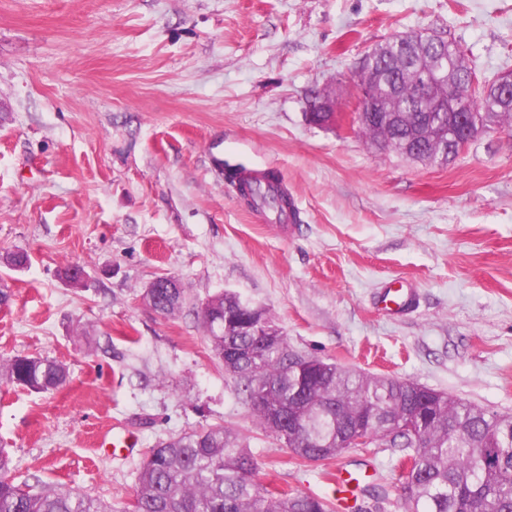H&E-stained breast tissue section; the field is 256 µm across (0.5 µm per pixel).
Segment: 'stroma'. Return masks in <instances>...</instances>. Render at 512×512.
I'll return each instance as SVG.
<instances>
[{
    "label": "stroma",
    "mask_w": 512,
    "mask_h": 512,
    "mask_svg": "<svg viewBox=\"0 0 512 512\" xmlns=\"http://www.w3.org/2000/svg\"><path fill=\"white\" fill-rule=\"evenodd\" d=\"M419 31L461 45L479 80L512 72V0H0V254L31 257L0 264V360L70 371L47 392L0 383L14 483L119 512L159 440L222 424L264 488L328 499L338 468L371 464L404 512L390 451L304 463L260 427L200 324L225 291L296 351L512 415V125L439 166L353 120L358 59ZM315 91L333 125L306 119ZM240 167L277 171L299 223L281 234L248 208L226 178ZM160 276L185 290L175 315L143 298ZM397 280L413 302L391 313ZM114 428L137 447L97 449Z\"/></svg>",
    "instance_id": "1"
}]
</instances>
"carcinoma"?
<instances>
[{
	"instance_id": "obj_1",
	"label": "carcinoma",
	"mask_w": 512,
	"mask_h": 512,
	"mask_svg": "<svg viewBox=\"0 0 512 512\" xmlns=\"http://www.w3.org/2000/svg\"><path fill=\"white\" fill-rule=\"evenodd\" d=\"M414 47L409 67L389 73L380 90L391 108L414 106L413 82L430 74L436 59L447 60L448 76L471 120L488 113L512 121V94L506 99L482 96L471 81L474 70L460 45L440 39ZM429 113L415 112L401 124L363 127L371 143L407 159L408 130L424 127ZM266 184L268 206L289 205L280 192L279 175L241 177L239 190L258 195ZM149 305L160 315L181 310L184 289L159 277ZM201 314L205 337L237 394L282 447L295 458L317 463L347 449L351 422L372 417L370 442L399 452L405 512H512V416L478 408L410 380L345 370L334 363L322 369L298 366V352L285 336L263 341L277 326L263 309L221 293L205 303ZM65 365L40 356H16L0 362V379L35 392L63 385ZM13 460L0 448V512H112L91 495L53 485L21 487L10 478ZM256 463L230 427L213 425L161 441L151 450L138 477L132 512H334L332 502L317 496L259 487Z\"/></svg>"
}]
</instances>
